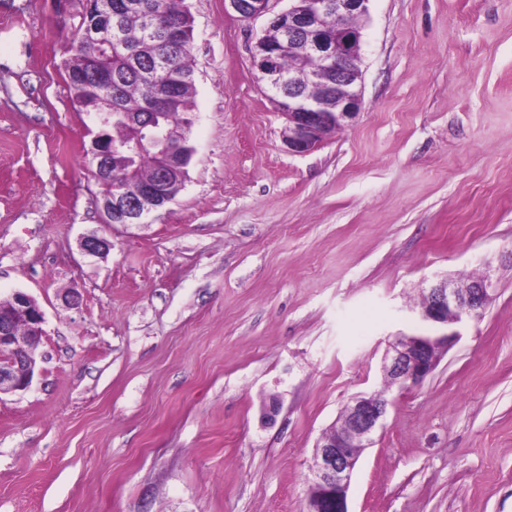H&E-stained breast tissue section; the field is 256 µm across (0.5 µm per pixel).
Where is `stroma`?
<instances>
[{
	"mask_svg": "<svg viewBox=\"0 0 512 512\" xmlns=\"http://www.w3.org/2000/svg\"><path fill=\"white\" fill-rule=\"evenodd\" d=\"M185 4V186L106 225L64 66L83 2L0 0V301L46 319L0 396V512H305L316 441L381 390L350 512H512V0H369L362 110L303 155L252 64L269 16ZM444 277L492 298L385 390L388 337L435 333L412 310Z\"/></svg>",
	"mask_w": 512,
	"mask_h": 512,
	"instance_id": "stroma-1",
	"label": "stroma"
}]
</instances>
